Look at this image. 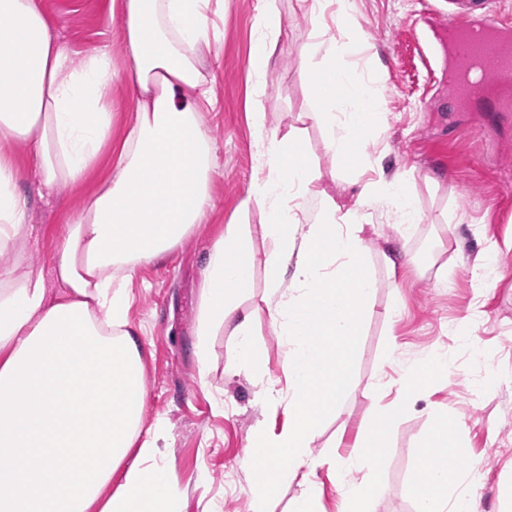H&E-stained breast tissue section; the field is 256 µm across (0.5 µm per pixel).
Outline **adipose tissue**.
I'll use <instances>...</instances> for the list:
<instances>
[{
	"label": "adipose tissue",
	"instance_id": "obj_1",
	"mask_svg": "<svg viewBox=\"0 0 512 512\" xmlns=\"http://www.w3.org/2000/svg\"><path fill=\"white\" fill-rule=\"evenodd\" d=\"M209 0H111L120 59L109 46L79 54L53 32L40 0H0V512H182L168 480L162 419L144 415L147 389L140 332L129 318L139 266L164 260L213 207L214 139L203 122L214 98L200 58L211 45ZM315 41L301 51L309 75L329 73L309 117L339 159L362 155L358 141L380 127L369 81L340 66L362 45L345 21L349 0H315ZM282 25L264 4L253 25L250 73L266 75ZM132 92L133 119L115 135L112 104ZM249 120L260 142L256 172L237 219L207 251L197 357L229 330L238 368L265 375L268 356L254 342L251 295L264 267L262 300L287 348L286 389L270 400L288 409L287 427L256 430L248 468L251 512L298 473L309 475L289 512H317L312 477L324 463L366 471L371 481L342 486L343 512H375L383 441L410 407L407 396L375 407L370 432L348 456L313 452L323 417L336 410L347 374L341 347L373 311L376 282L361 233L370 203L403 228L418 221L408 175L379 161L359 167V207L342 209L300 146L298 129L280 133L264 112ZM28 147V165L56 193L100 178L59 231L49 266L26 262L18 248L33 234L21 172L11 148ZM322 210L301 221L308 201ZM259 212L263 251L243 216ZM448 417H433L431 441L413 476L417 512H474L463 491L471 465Z\"/></svg>",
	"mask_w": 512,
	"mask_h": 512
}]
</instances>
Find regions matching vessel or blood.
Masks as SVG:
<instances>
[{
  "mask_svg": "<svg viewBox=\"0 0 512 512\" xmlns=\"http://www.w3.org/2000/svg\"><path fill=\"white\" fill-rule=\"evenodd\" d=\"M510 28L512 19L497 0H470L466 9L449 12L443 21L456 68L481 60L486 81L512 75V50L501 38L502 32Z\"/></svg>",
  "mask_w": 512,
  "mask_h": 512,
  "instance_id": "b4317fda",
  "label": "vessel or blood"
}]
</instances>
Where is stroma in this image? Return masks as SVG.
Masks as SVG:
<instances>
[{
  "mask_svg": "<svg viewBox=\"0 0 512 512\" xmlns=\"http://www.w3.org/2000/svg\"><path fill=\"white\" fill-rule=\"evenodd\" d=\"M53 29L69 47L85 52L113 42L117 23L109 0H41ZM283 20L276 61L265 86L252 94L249 47L261 0H211L215 24L212 52L203 71L216 100L203 120L216 143L212 174L215 207L207 223L164 261L141 264L132 284L129 311L146 351L147 419L162 418L168 431L165 462L170 481L183 492V512H250L245 454L257 426L279 433L288 423L284 406L268 403L269 387L286 388L285 348L263 305L264 272H257L254 339L266 349L269 371L257 377L235 372L231 338L211 337L206 365L195 355L203 261L225 224L236 216L255 170L256 136L247 112H266L271 127L302 131V147L324 181L343 186L341 202L357 206L351 183L354 163L332 159L324 132L307 112L316 105L299 51L314 40L309 0H274ZM348 22L366 45L358 73L379 77L386 129L364 147L382 157L388 174H408L418 194L421 222L409 238L381 208L363 237L377 282L374 309L361 333L342 354L348 380L334 415L324 419L315 453L348 454L363 437L372 403L409 395L410 409L388 435L377 512H415L411 478L427 446L435 412L447 413L458 441L484 478L472 489L480 512H506L512 485V86L492 87L477 105H463L441 27L448 0H351ZM17 163L23 147H13ZM22 189L30 203L33 237L24 245L29 260L42 261L57 233L93 189V182L40 194L37 178L24 168ZM446 238L435 266L415 272L409 288L393 287L378 255L385 239L399 241L416 261ZM498 248L493 273L478 275L477 259ZM446 270L447 285L436 284ZM398 307L395 318L386 311ZM470 334L462 336L461 320ZM447 356L448 366L426 386L404 387L407 364Z\"/></svg>",
  "mask_w": 512,
  "mask_h": 512,
  "instance_id": "35a3bbf8",
  "label": "stroma"
}]
</instances>
